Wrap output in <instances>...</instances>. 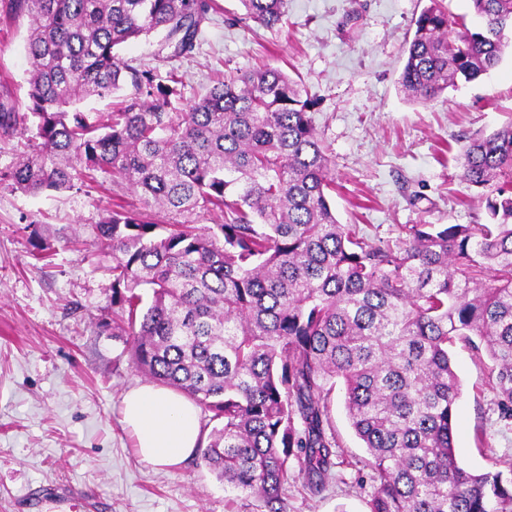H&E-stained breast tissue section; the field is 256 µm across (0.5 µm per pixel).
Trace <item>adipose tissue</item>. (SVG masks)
I'll return each mask as SVG.
<instances>
[{
	"label": "adipose tissue",
	"mask_w": 512,
	"mask_h": 512,
	"mask_svg": "<svg viewBox=\"0 0 512 512\" xmlns=\"http://www.w3.org/2000/svg\"><path fill=\"white\" fill-rule=\"evenodd\" d=\"M122 421L136 439L137 454L152 466H176L193 456L202 441L196 406L181 392L154 383L128 390Z\"/></svg>",
	"instance_id": "obj_1"
}]
</instances>
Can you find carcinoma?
<instances>
[{
	"mask_svg": "<svg viewBox=\"0 0 512 512\" xmlns=\"http://www.w3.org/2000/svg\"><path fill=\"white\" fill-rule=\"evenodd\" d=\"M248 19L283 24L285 0H240ZM468 27L430 0L414 21L399 85L423 103L494 69L512 41V0H471ZM31 19L26 102L0 101V139L30 134L0 185L34 193L112 184L139 196L94 226L112 255V335L136 368L189 396L214 427L202 460L225 483L282 512L301 471L335 465L336 382L369 456L368 512H512V463L480 474L458 461L460 381L449 347L491 361L512 418V124L472 139L461 178L491 224H404L391 243L331 208L318 98L271 68L229 74L184 112L176 89L118 53L165 32L190 53L208 0H0ZM129 90L104 122L74 108ZM214 210L221 224L192 217Z\"/></svg>",
	"mask_w": 512,
	"mask_h": 512,
	"instance_id": "cac0c4a2",
	"label": "carcinoma"
}]
</instances>
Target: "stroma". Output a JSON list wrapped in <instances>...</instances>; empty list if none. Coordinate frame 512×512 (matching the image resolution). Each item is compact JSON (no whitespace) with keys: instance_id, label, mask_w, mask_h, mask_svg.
Segmentation results:
<instances>
[{"instance_id":"stroma-1","label":"stroma","mask_w":512,"mask_h":512,"mask_svg":"<svg viewBox=\"0 0 512 512\" xmlns=\"http://www.w3.org/2000/svg\"><path fill=\"white\" fill-rule=\"evenodd\" d=\"M429 0H287L282 27L244 17L240 0H213L188 57L159 58L162 34L126 43L121 56L182 79L176 108L230 71L281 69L320 104L330 147L332 209L369 238L404 224H486L476 189L460 178L472 138L512 122V54L472 82L424 103L399 86L413 21ZM28 18L0 17V95L27 98ZM112 184L36 195L0 186V512H266L217 479L201 456L178 467L144 464L121 416L123 393L143 375L113 335L111 256L92 228L112 207ZM50 244L44 261L34 244ZM461 394L459 458L476 473L512 462V420L488 383L491 362L450 349ZM337 466L320 491L289 482L282 512H368L367 453L347 419L342 389L330 406ZM484 443H477V431Z\"/></svg>"}]
</instances>
